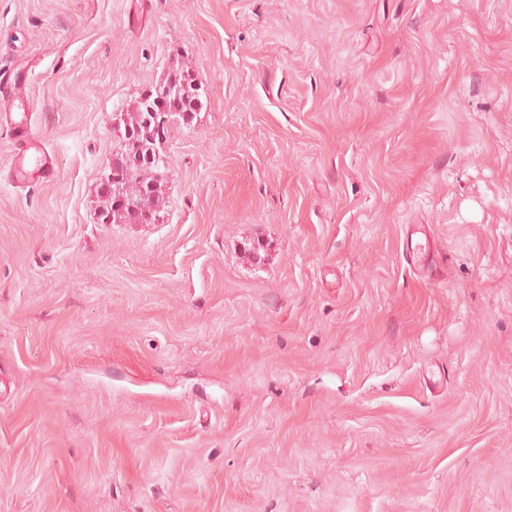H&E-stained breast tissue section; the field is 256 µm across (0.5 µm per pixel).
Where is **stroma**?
<instances>
[{
  "instance_id": "1",
  "label": "stroma",
  "mask_w": 512,
  "mask_h": 512,
  "mask_svg": "<svg viewBox=\"0 0 512 512\" xmlns=\"http://www.w3.org/2000/svg\"><path fill=\"white\" fill-rule=\"evenodd\" d=\"M200 106L155 224L112 115ZM0 512H512V0H0ZM28 82L27 71H17L11 78V88L4 100L9 101L10 111L12 107L16 109L14 118L16 133L25 141L20 164L21 174L32 180L48 182L55 176V164L53 159L46 155L43 147L31 137V102L25 91ZM154 86L150 87L149 90H152ZM181 89L179 86L174 83H166L159 84L154 87V90L148 91L142 96L141 99L137 102V105L134 107L132 111L127 110L126 114V123L135 130L136 124L143 127L141 121L144 113V102L146 103L145 112L146 121L153 127H159V133L163 135L165 142L168 138V127L164 129L165 125L169 124V116L173 112H179L178 109H168L163 103L165 100H174L180 96ZM164 130V132H163ZM167 134V136H166ZM99 181L102 193H109L112 195V201L116 209L120 210L130 208L131 211L134 210V208L130 206L128 201L120 193L119 185L121 181V173L117 168L111 166L109 170L103 171Z\"/></svg>"
}]
</instances>
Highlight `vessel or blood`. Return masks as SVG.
Here are the masks:
<instances>
[{
    "instance_id": "obj_1",
    "label": "vessel or blood",
    "mask_w": 512,
    "mask_h": 512,
    "mask_svg": "<svg viewBox=\"0 0 512 512\" xmlns=\"http://www.w3.org/2000/svg\"><path fill=\"white\" fill-rule=\"evenodd\" d=\"M28 82L27 71L16 72L11 80V88L7 96L10 106L15 109L14 125L16 133L25 142L20 172L30 179L48 182L55 176V164L53 159L47 156L43 147L31 137V102L26 94Z\"/></svg>"
}]
</instances>
